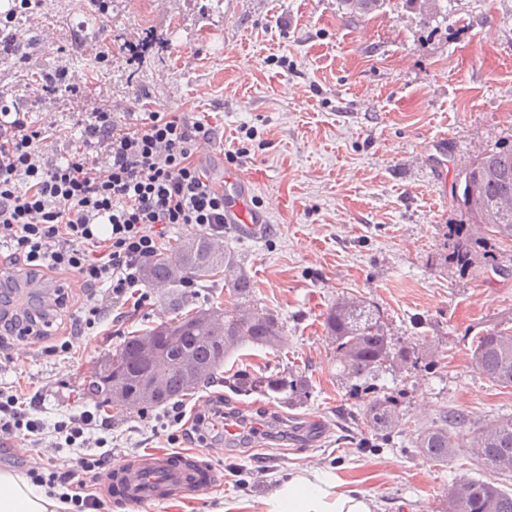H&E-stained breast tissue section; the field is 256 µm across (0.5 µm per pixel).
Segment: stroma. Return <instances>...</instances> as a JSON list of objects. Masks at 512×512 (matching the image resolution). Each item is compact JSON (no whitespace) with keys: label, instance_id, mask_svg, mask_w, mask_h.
I'll return each mask as SVG.
<instances>
[{"label":"stroma","instance_id":"obj_1","mask_svg":"<svg viewBox=\"0 0 512 512\" xmlns=\"http://www.w3.org/2000/svg\"><path fill=\"white\" fill-rule=\"evenodd\" d=\"M112 56L80 45L103 37L93 0H40L11 20L19 51L0 62V91L34 118L55 119L68 135L58 156L75 153L90 118L83 101L112 105L119 123L145 112H186L214 132L198 161L215 183L239 169L255 183L269 223L261 238L225 232L254 284L258 307L284 324L279 347L247 346L225 367L255 376L302 375L301 403L243 394L214 382L184 400L203 412L224 400V416L258 424L227 445L223 429L206 444L169 441L163 408L119 407L89 394L90 370L125 336L173 318L175 310L224 309L223 281L176 293L141 283L146 305L108 310L98 334L53 356L17 341L0 361V381L35 398L45 425L83 408L112 422V456L186 452L224 475L220 486L162 505L130 507L96 493L103 512H216L223 502L268 497L300 470L333 474L365 491L376 512H448L463 479L512 488L467 446L475 427L512 414V388L479 374L475 336L512 326V242L497 247L494 271L447 262L449 225L469 218L452 199L465 165L512 145V0H387L366 16L342 0H105ZM80 76L75 92L41 97L32 73ZM448 137V179L431 171L433 144ZM376 306L393 342L420 350L423 363L386 364L367 387L347 378L323 321L341 298ZM393 399L400 422L374 429L373 398ZM458 414L460 446L447 464L415 446L421 429Z\"/></svg>","mask_w":512,"mask_h":512}]
</instances>
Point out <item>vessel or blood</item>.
<instances>
[{"label":"vessel or blood","instance_id":"b4317fda","mask_svg":"<svg viewBox=\"0 0 512 512\" xmlns=\"http://www.w3.org/2000/svg\"><path fill=\"white\" fill-rule=\"evenodd\" d=\"M253 182L236 170L224 174V221L243 237L257 238L268 222L266 212L253 204ZM185 453H147L131 464L118 465L106 482L128 504L162 503L173 494L195 495L217 484L218 472H199L185 467Z\"/></svg>","mask_w":512,"mask_h":512}]
</instances>
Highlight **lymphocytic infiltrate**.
Masks as SVG:
<instances>
[{"mask_svg":"<svg viewBox=\"0 0 512 512\" xmlns=\"http://www.w3.org/2000/svg\"><path fill=\"white\" fill-rule=\"evenodd\" d=\"M90 121L82 151L57 163L47 153L48 132L30 113L0 100V263L37 280L59 278L41 310H30L23 292L0 309V349L13 341L48 342L52 354L67 353L75 340L97 329L105 298L122 301L141 283L147 259L160 249L168 229L182 225L224 232V192L201 169L197 156L210 131L187 113L151 112L118 124L111 109L88 103ZM99 153L101 163L89 161ZM87 294L70 332L49 333L69 298L64 279ZM110 421L90 410L45 428L32 418L21 393L0 385V448L20 437L35 451L22 466L34 485L57 493L75 512H101L102 501L87 493V479H101L112 464ZM68 446L97 447L73 467H57L47 436Z\"/></svg>","mask_w":512,"mask_h":512,"instance_id":"obj_1","label":"lymphocytic infiltrate"}]
</instances>
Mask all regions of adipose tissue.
I'll list each match as a JSON object with an SVG mask.
<instances>
[{"mask_svg": "<svg viewBox=\"0 0 512 512\" xmlns=\"http://www.w3.org/2000/svg\"><path fill=\"white\" fill-rule=\"evenodd\" d=\"M60 507L26 476L0 472V512H59ZM252 512H374V504L366 492L342 490L328 474L305 470L281 482Z\"/></svg>", "mask_w": 512, "mask_h": 512, "instance_id": "1", "label": "adipose tissue"}]
</instances>
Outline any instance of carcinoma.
Wrapping results in <instances>:
<instances>
[{"label": "carcinoma", "mask_w": 512, "mask_h": 512, "mask_svg": "<svg viewBox=\"0 0 512 512\" xmlns=\"http://www.w3.org/2000/svg\"><path fill=\"white\" fill-rule=\"evenodd\" d=\"M386 0H343L352 14H367L382 8ZM468 190L452 189L453 200L469 216L468 224L448 226L452 240L450 260L468 269L474 266L471 244L480 242L493 249L512 241V146L502 145L484 154L462 172ZM224 276V287L235 299L221 318H210L199 309L178 316L139 335L128 336L116 351L117 365L105 360L88 390L95 395L123 392L143 408H154L182 400L198 387V380L210 379L224 365V359L252 345L275 348L282 336L281 318L266 309L246 305L252 299L253 284L242 271L237 255L224 247V241L200 231L182 239L170 253H159L143 266V279L166 288H191L209 276ZM324 329L336 342V353L343 371L350 378L369 379L392 359L406 363L413 359L410 345L393 347L380 311L363 300L336 302L327 310ZM144 336L159 342L156 355L140 347ZM476 368L492 383L512 388V328L493 327L472 343ZM155 376L165 379L164 391L154 397L142 396L145 385ZM228 385L243 393L286 394L303 400L308 386L297 375L255 377L245 370L228 377ZM371 426L387 431L396 423V410L389 398L372 400L366 410ZM460 419L422 430L416 447L434 462L443 463L458 447L456 428ZM470 447L485 464L500 474L512 473V416L503 417L474 429ZM448 512H512V491L491 481L469 479L452 487Z\"/></svg>", "instance_id": "1"}]
</instances>
